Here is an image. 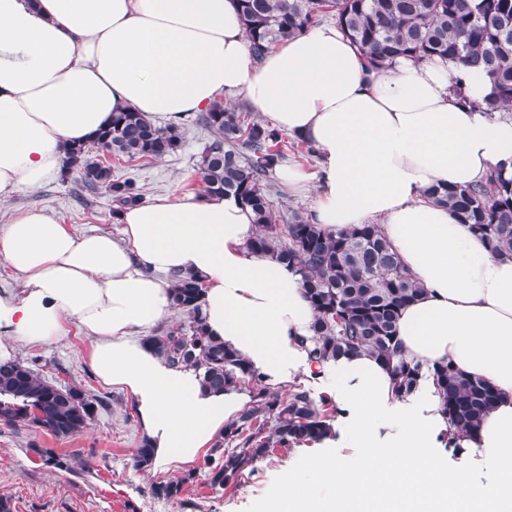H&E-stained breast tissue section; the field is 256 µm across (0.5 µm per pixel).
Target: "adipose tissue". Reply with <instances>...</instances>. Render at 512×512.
Listing matches in <instances>:
<instances>
[{
  "instance_id": "obj_1",
  "label": "adipose tissue",
  "mask_w": 512,
  "mask_h": 512,
  "mask_svg": "<svg viewBox=\"0 0 512 512\" xmlns=\"http://www.w3.org/2000/svg\"><path fill=\"white\" fill-rule=\"evenodd\" d=\"M491 92L483 71L439 59L369 67L331 24L254 61L237 0H0L1 205L60 177L64 146L91 140L124 108L179 125L216 100H243L317 149V174L275 168L289 189L312 194L311 223L333 233L378 225L422 286L398 321L405 357L451 363L499 399L450 447L431 379L400 398L368 354L313 359L300 274L250 251L254 213L221 195L126 207L118 239L10 208L0 257L23 287L0 290V359L77 324L95 378L130 395L155 470L184 471L250 401L238 387H205L199 370L144 341L171 311L164 275L192 272L211 336L266 386L299 385L336 407L320 451L281 475L263 512H512V258L491 257L470 225L424 197L496 168L512 177V119L471 105Z\"/></svg>"
}]
</instances>
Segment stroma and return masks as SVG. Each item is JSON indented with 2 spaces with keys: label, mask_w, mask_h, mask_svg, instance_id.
Segmentation results:
<instances>
[{
  "label": "stroma",
  "mask_w": 512,
  "mask_h": 512,
  "mask_svg": "<svg viewBox=\"0 0 512 512\" xmlns=\"http://www.w3.org/2000/svg\"><path fill=\"white\" fill-rule=\"evenodd\" d=\"M182 130L184 144L175 153L144 167L126 164L124 176L139 181L145 199L201 192L198 162L209 133L192 119L183 122ZM73 185V177L63 176L40 188L21 190L11 203L49 210L76 233L103 231L120 237L122 226L108 194L99 193L93 205L86 206L73 197ZM86 347L83 332L73 325L55 343H21L16 348V360L37 361L46 378L77 385L100 404L89 425L65 439L37 428L0 425V498L10 502L11 512H256L280 471L302 467L314 453L307 445L274 449L218 492L211 489L209 470L200 462L190 470L192 481L182 499L156 497L152 485L169 476L133 469L141 433L132 400L96 380L86 361Z\"/></svg>",
  "instance_id": "35a3bbf8"
}]
</instances>
